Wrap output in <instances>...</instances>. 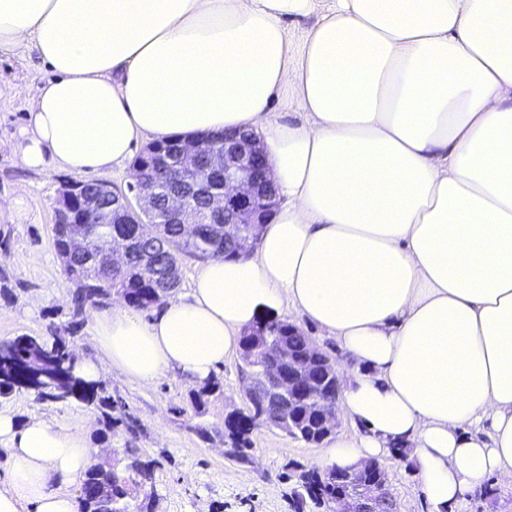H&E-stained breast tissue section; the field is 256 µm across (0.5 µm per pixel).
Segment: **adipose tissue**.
Wrapping results in <instances>:
<instances>
[{"label": "adipose tissue", "instance_id": "ef3b65f1", "mask_svg": "<svg viewBox=\"0 0 512 512\" xmlns=\"http://www.w3.org/2000/svg\"><path fill=\"white\" fill-rule=\"evenodd\" d=\"M314 13L294 48L287 22ZM29 45L53 76L24 167L107 171L148 135L250 128L286 199L249 257L208 260L151 318L94 313L78 375L202 384L290 307L343 354L360 425L318 464L410 446L436 512L512 480V0H0V57ZM1 444L0 512H77L79 431L0 413Z\"/></svg>", "mask_w": 512, "mask_h": 512}]
</instances>
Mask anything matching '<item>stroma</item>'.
I'll return each instance as SVG.
<instances>
[{"label":"stroma","instance_id":"1","mask_svg":"<svg viewBox=\"0 0 512 512\" xmlns=\"http://www.w3.org/2000/svg\"><path fill=\"white\" fill-rule=\"evenodd\" d=\"M10 90L0 95V341L21 334L59 336L75 355L94 353L90 316L74 318V284L64 275L53 247L54 206L62 170L23 168L12 144L25 124L30 102L52 72L34 48L0 60ZM19 208H11L14 198ZM243 360L235 354L211 377L220 390L202 409L190 397L194 384L167 374L148 384L109 374L100 377L104 395L133 425L106 427L104 409L75 400L43 401L19 389L0 397V411L17 422L31 417L82 431L96 448H132L153 467L143 493L152 512H317L297 510L294 491L304 471L317 468L318 445L284 436L261 424L251 435L250 459L228 456L224 417L246 410ZM400 512H433L415 475L412 456L379 460Z\"/></svg>","mask_w":512,"mask_h":512}]
</instances>
